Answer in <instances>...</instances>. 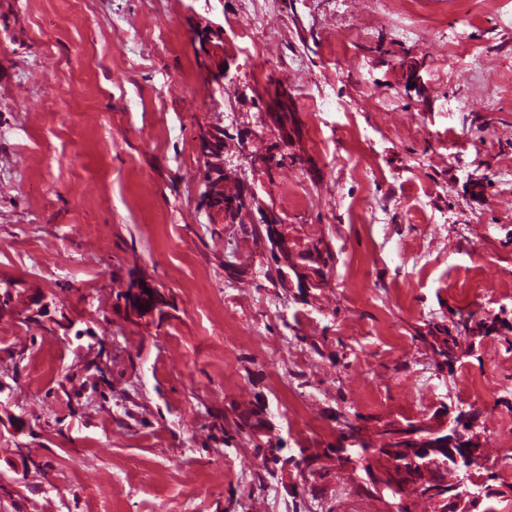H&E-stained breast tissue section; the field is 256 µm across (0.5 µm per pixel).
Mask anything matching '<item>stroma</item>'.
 <instances>
[{
  "label": "stroma",
  "instance_id": "1",
  "mask_svg": "<svg viewBox=\"0 0 512 512\" xmlns=\"http://www.w3.org/2000/svg\"><path fill=\"white\" fill-rule=\"evenodd\" d=\"M276 85L297 161L254 170ZM215 124L245 226L203 203ZM268 209L307 270L331 249L326 285L279 284ZM132 279L163 319L116 305ZM1 280L0 512H384L322 455L338 417L446 407L512 512V0H0ZM469 313L487 337L436 368L425 335ZM268 445L321 468L264 471ZM222 29L220 26H210L200 34V45L197 49L199 56L208 67L205 71L206 78L211 85H216L219 89L224 88V78L227 77V72L223 65L208 64L211 61L214 54L217 51V47L214 45V39L216 36L222 35ZM142 288H152L144 291ZM129 307L130 316L135 320H153L160 316L159 311L164 308L165 296L159 288L146 282L145 285L136 283L135 287L129 290ZM143 305L142 309L139 306Z\"/></svg>",
  "mask_w": 512,
  "mask_h": 512
}]
</instances>
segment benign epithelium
<instances>
[{
    "mask_svg": "<svg viewBox=\"0 0 512 512\" xmlns=\"http://www.w3.org/2000/svg\"><path fill=\"white\" fill-rule=\"evenodd\" d=\"M220 35L219 26L203 31L198 54L208 63L205 71L208 82L222 89L227 72L224 66L211 63L217 51L214 39ZM287 147L288 137L282 136L275 150L248 153L246 159L253 169L268 168L278 158L288 159ZM206 203L209 210L222 216L225 222H232L238 201L211 191ZM266 219L273 228L275 253L290 252L280 215L269 211ZM280 264L285 267L279 275L284 286L295 285L304 291L316 287V281L295 262L282 257ZM129 296L128 311L135 320H153L164 308V293L149 283L136 284L129 290ZM342 424L343 431L347 432V445L336 449V465L361 469L366 475L365 483L382 499L386 512H413L414 504L406 495L400 493L386 500L383 494L388 487L398 490L404 486L402 471L406 459L414 462L416 482L423 485L427 494L448 502L450 512H473V505L480 503L488 493V475L476 474V463L482 461L481 432L468 412L448 410L443 421L428 428L427 435L401 446L397 442L407 438L410 430L403 421L387 420L369 428L347 417Z\"/></svg>",
    "mask_w": 512,
    "mask_h": 512,
    "instance_id": "1",
    "label": "benign epithelium"
}]
</instances>
